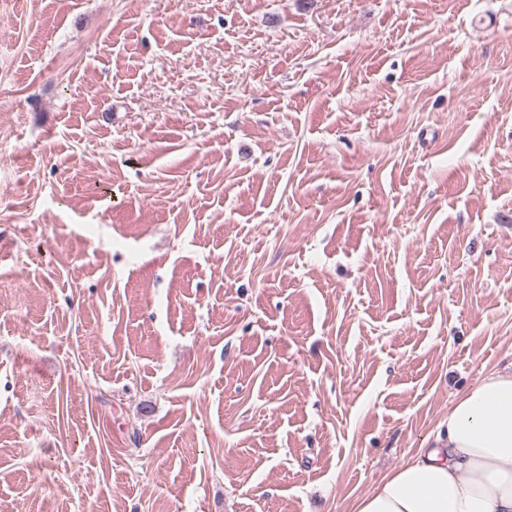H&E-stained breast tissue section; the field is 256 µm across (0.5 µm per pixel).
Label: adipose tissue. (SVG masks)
I'll list each match as a JSON object with an SVG mask.
<instances>
[{
  "label": "adipose tissue",
  "mask_w": 512,
  "mask_h": 512,
  "mask_svg": "<svg viewBox=\"0 0 512 512\" xmlns=\"http://www.w3.org/2000/svg\"><path fill=\"white\" fill-rule=\"evenodd\" d=\"M352 512H512V367L460 395L438 438Z\"/></svg>",
  "instance_id": "1"
}]
</instances>
